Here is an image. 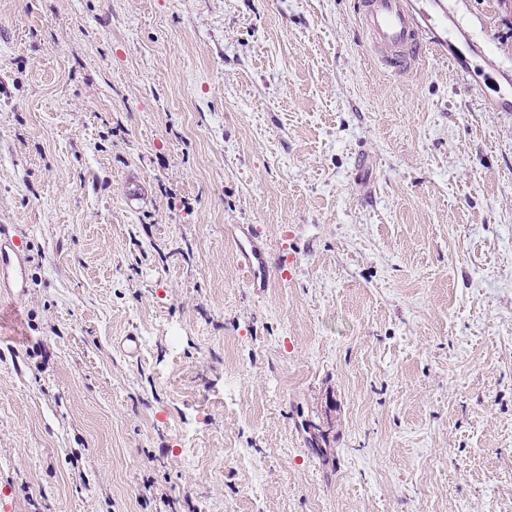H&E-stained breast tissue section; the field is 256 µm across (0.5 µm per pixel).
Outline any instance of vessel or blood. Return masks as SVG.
Wrapping results in <instances>:
<instances>
[{
	"label": "vessel or blood",
	"mask_w": 512,
	"mask_h": 512,
	"mask_svg": "<svg viewBox=\"0 0 512 512\" xmlns=\"http://www.w3.org/2000/svg\"><path fill=\"white\" fill-rule=\"evenodd\" d=\"M358 12L361 27L381 52L385 67L405 70L422 56L427 40L408 0H359ZM28 251L22 225H0V301L24 296Z\"/></svg>",
	"instance_id": "1"
}]
</instances>
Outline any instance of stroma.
<instances>
[{
	"instance_id": "35a3bbf8",
	"label": "stroma",
	"mask_w": 512,
	"mask_h": 512,
	"mask_svg": "<svg viewBox=\"0 0 512 512\" xmlns=\"http://www.w3.org/2000/svg\"><path fill=\"white\" fill-rule=\"evenodd\" d=\"M411 4L0 0V512H512V0ZM358 7L363 32L385 67L405 70L422 56L428 40L408 0H360ZM29 241L20 224L0 225V303L21 300L27 291Z\"/></svg>"
}]
</instances>
